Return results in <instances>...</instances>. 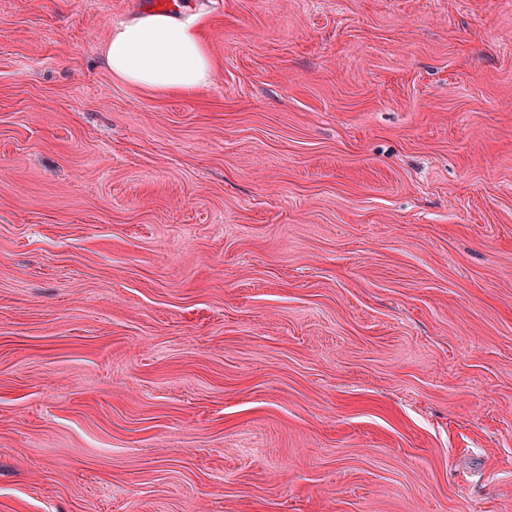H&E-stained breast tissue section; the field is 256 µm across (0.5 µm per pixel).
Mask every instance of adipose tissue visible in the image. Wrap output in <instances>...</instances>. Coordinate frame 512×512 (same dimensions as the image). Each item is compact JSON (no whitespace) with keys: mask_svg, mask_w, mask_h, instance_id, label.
Returning <instances> with one entry per match:
<instances>
[{"mask_svg":"<svg viewBox=\"0 0 512 512\" xmlns=\"http://www.w3.org/2000/svg\"><path fill=\"white\" fill-rule=\"evenodd\" d=\"M102 57L115 79L151 93L196 90L211 81L197 27L166 13L151 11L114 28Z\"/></svg>","mask_w":512,"mask_h":512,"instance_id":"ef3b65f1","label":"adipose tissue"}]
</instances>
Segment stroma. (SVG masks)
<instances>
[{
	"label": "stroma",
	"mask_w": 512,
	"mask_h": 512,
	"mask_svg": "<svg viewBox=\"0 0 512 512\" xmlns=\"http://www.w3.org/2000/svg\"><path fill=\"white\" fill-rule=\"evenodd\" d=\"M0 0V512H512V0ZM102 57L115 79L151 93L211 82V58L197 27L166 13L147 12L111 30Z\"/></svg>",
	"instance_id": "obj_1"
}]
</instances>
